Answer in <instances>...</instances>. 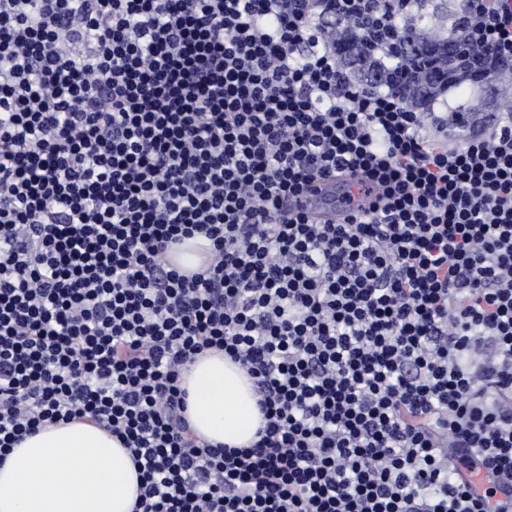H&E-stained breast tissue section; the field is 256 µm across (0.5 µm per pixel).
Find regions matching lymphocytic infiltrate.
<instances>
[{
  "mask_svg": "<svg viewBox=\"0 0 512 512\" xmlns=\"http://www.w3.org/2000/svg\"><path fill=\"white\" fill-rule=\"evenodd\" d=\"M431 2L0 0V456L79 417L135 512H512V112L457 109L512 0L423 46ZM211 349L249 447L185 416ZM334 195H336V186L333 185L328 191L326 188L319 195L301 197L295 200L294 205L309 212L322 213L333 210L329 202ZM208 246L209 242L202 237L186 240L183 244L176 246L171 258L183 270L194 272L208 261ZM188 417L195 434L209 444L243 448L263 425L252 380L224 352L199 356L187 366Z\"/></svg>",
  "mask_w": 512,
  "mask_h": 512,
  "instance_id": "1",
  "label": "lymphocytic infiltrate"
}]
</instances>
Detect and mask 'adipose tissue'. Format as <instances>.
Masks as SVG:
<instances>
[{
  "instance_id": "ef3b65f1",
  "label": "adipose tissue",
  "mask_w": 512,
  "mask_h": 512,
  "mask_svg": "<svg viewBox=\"0 0 512 512\" xmlns=\"http://www.w3.org/2000/svg\"><path fill=\"white\" fill-rule=\"evenodd\" d=\"M188 417L209 444L248 446L263 424L252 381L223 353L199 356L183 375ZM140 477L108 431L76 419L40 428L0 464V512H132Z\"/></svg>"
}]
</instances>
